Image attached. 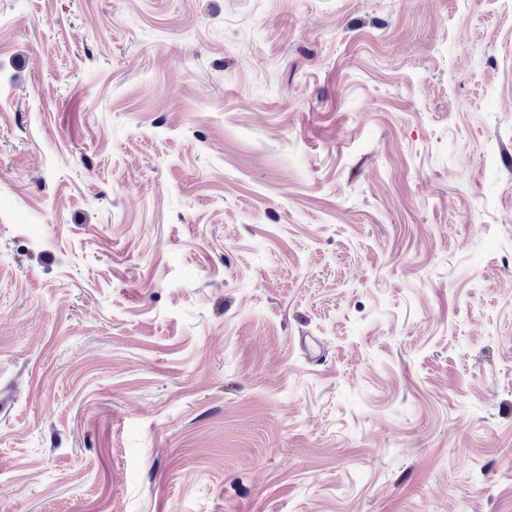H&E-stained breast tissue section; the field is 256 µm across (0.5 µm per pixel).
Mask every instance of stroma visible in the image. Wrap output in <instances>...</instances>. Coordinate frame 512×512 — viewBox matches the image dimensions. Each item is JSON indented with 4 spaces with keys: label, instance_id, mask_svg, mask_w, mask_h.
<instances>
[{
    "label": "stroma",
    "instance_id": "1",
    "mask_svg": "<svg viewBox=\"0 0 512 512\" xmlns=\"http://www.w3.org/2000/svg\"><path fill=\"white\" fill-rule=\"evenodd\" d=\"M0 512H512V0H0Z\"/></svg>",
    "mask_w": 512,
    "mask_h": 512
}]
</instances>
